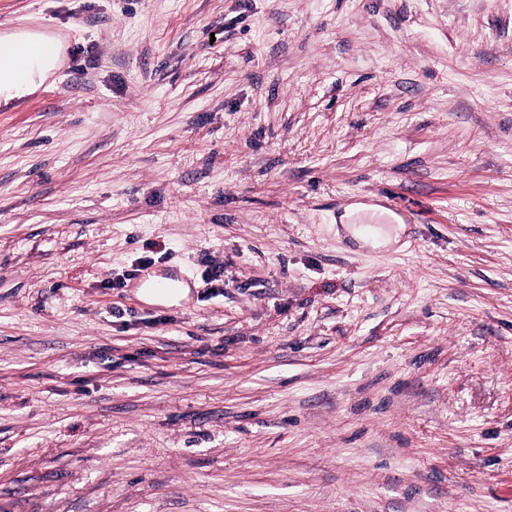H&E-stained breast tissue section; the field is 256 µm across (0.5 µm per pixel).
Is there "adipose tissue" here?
<instances>
[{"label": "adipose tissue", "instance_id": "1", "mask_svg": "<svg viewBox=\"0 0 512 512\" xmlns=\"http://www.w3.org/2000/svg\"><path fill=\"white\" fill-rule=\"evenodd\" d=\"M63 45L39 33H17L0 37V98L29 94L58 70Z\"/></svg>", "mask_w": 512, "mask_h": 512}]
</instances>
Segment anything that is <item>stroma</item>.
Wrapping results in <instances>:
<instances>
[{
  "label": "stroma",
  "instance_id": "obj_1",
  "mask_svg": "<svg viewBox=\"0 0 512 512\" xmlns=\"http://www.w3.org/2000/svg\"><path fill=\"white\" fill-rule=\"evenodd\" d=\"M20 32L65 55L0 104V512H512V0Z\"/></svg>",
  "mask_w": 512,
  "mask_h": 512
}]
</instances>
